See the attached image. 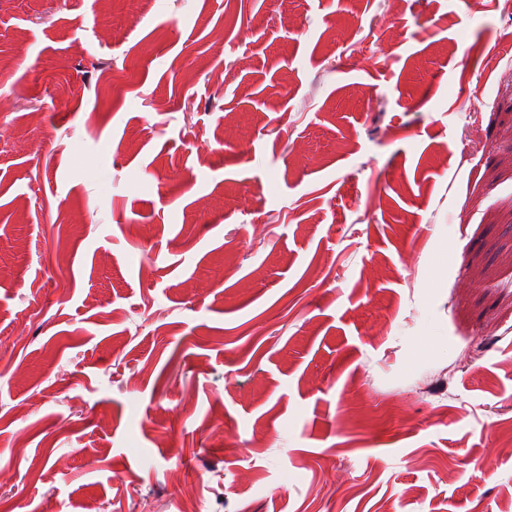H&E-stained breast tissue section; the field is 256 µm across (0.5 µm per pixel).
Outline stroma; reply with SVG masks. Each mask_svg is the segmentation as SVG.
<instances>
[{
  "instance_id": "stroma-1",
  "label": "stroma",
  "mask_w": 512,
  "mask_h": 512,
  "mask_svg": "<svg viewBox=\"0 0 512 512\" xmlns=\"http://www.w3.org/2000/svg\"><path fill=\"white\" fill-rule=\"evenodd\" d=\"M0 135V512H512L502 0H0Z\"/></svg>"
}]
</instances>
